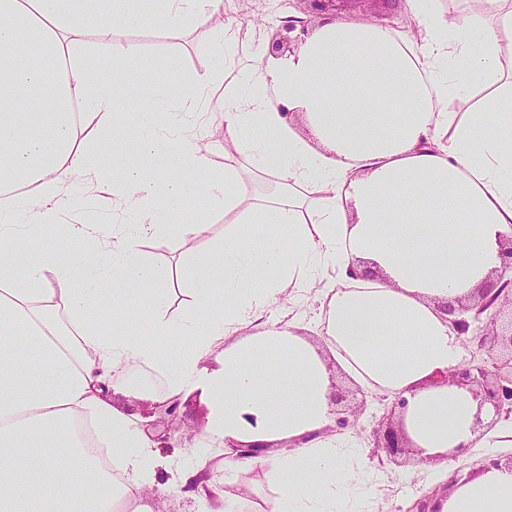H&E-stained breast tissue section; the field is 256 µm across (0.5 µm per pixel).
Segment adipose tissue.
<instances>
[{"label": "adipose tissue", "instance_id": "1", "mask_svg": "<svg viewBox=\"0 0 512 512\" xmlns=\"http://www.w3.org/2000/svg\"><path fill=\"white\" fill-rule=\"evenodd\" d=\"M407 2L413 31L328 20L285 60L215 35L218 67L178 92L154 82L139 99L115 89L141 67L140 46L115 45L123 66L103 72L88 18L103 38L179 32L210 24L223 0H0V512H150L145 489L195 482L199 469L185 465L159 482L156 442L108 400L113 390L197 394L209 408L202 449L265 446L225 468L265 465L277 485L272 512H374L375 484L355 467L360 441L329 431L332 379L312 333L348 376L405 398L420 455L512 443V421L494 420L466 388L428 383L463 363L448 309L494 282L512 238V8L470 0L447 13L438 0ZM462 72L484 77L482 107L467 108ZM219 92L224 151L245 164L201 185L187 174L210 167L206 104ZM107 134L125 166L104 162ZM149 155L171 164L148 175L138 159ZM250 174L268 193L244 191ZM74 181L135 220L67 225L76 253L41 248ZM201 190L223 210V233L176 223ZM172 234L185 265L161 272L142 247ZM23 245L39 256L20 269ZM106 284L112 314L90 318ZM132 298L148 333L125 323ZM156 336L186 343L169 359ZM23 362L33 383L18 379ZM132 364L160 389L122 380ZM83 416L122 483L83 453L72 426ZM77 465L92 482L74 481ZM443 512H512V469L481 472Z\"/></svg>", "mask_w": 512, "mask_h": 512}]
</instances>
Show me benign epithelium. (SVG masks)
Instances as JSON below:
<instances>
[{
    "instance_id": "7a95c632",
    "label": "benign epithelium",
    "mask_w": 512,
    "mask_h": 512,
    "mask_svg": "<svg viewBox=\"0 0 512 512\" xmlns=\"http://www.w3.org/2000/svg\"><path fill=\"white\" fill-rule=\"evenodd\" d=\"M512 312V278L497 288L481 289L475 299L460 306V312L471 313V320L454 318L452 327L458 331L469 329L470 322L477 323V351L464 365L449 372L432 377L433 384L460 385L469 387L480 405H490L495 418L512 416V320L507 331L498 332V318L504 309ZM502 346L503 353L486 361L480 357L485 346ZM406 400L395 396L387 407L385 428L374 433L373 447L385 451L391 458L406 452L408 437L401 423V413Z\"/></svg>"
}]
</instances>
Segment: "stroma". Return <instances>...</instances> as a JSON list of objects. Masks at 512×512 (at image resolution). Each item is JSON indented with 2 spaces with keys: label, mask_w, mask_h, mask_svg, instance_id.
I'll list each match as a JSON object with an SVG mask.
<instances>
[{
  "label": "stroma",
  "mask_w": 512,
  "mask_h": 512,
  "mask_svg": "<svg viewBox=\"0 0 512 512\" xmlns=\"http://www.w3.org/2000/svg\"><path fill=\"white\" fill-rule=\"evenodd\" d=\"M340 17L371 18L391 27L405 30L413 27L406 0H340ZM224 20L230 32L249 36L254 44L271 45L275 39L286 36L284 30L289 20L301 18L309 27H316L322 20L309 7L307 0H223ZM211 31L206 27L191 28L174 35L158 27L138 32H120L118 42L133 40L139 43L148 61L159 63V77L169 80L180 88L190 80L216 68L218 61L207 49ZM287 37V36H286ZM71 194L81 195L83 206H70L60 216L58 224L49 225L43 243L45 247L56 245L59 225L72 223L74 218L108 224L112 221V199L105 194L85 191L75 183ZM115 406L141 415L144 430L150 435L166 434L170 437L172 452L182 463H190L210 470L216 482L224 483L226 492L238 496L245 512H271L277 496L276 485L263 466L239 474L232 483L224 481V451L216 448L206 457L197 453L196 437L203 433L208 410L198 398L181 399L176 417H169L152 401L136 400L123 395L112 398ZM384 413L381 393L367 396L366 409L352 419L350 430L362 442L361 463L377 476V507L379 512H414L419 500L442 492L451 479H466L472 474L475 463L484 456L481 448H473L453 462L434 459L418 462L413 457H402L400 463L389 462L386 455H373L370 438Z\"/></svg>",
  "instance_id": "obj_1"
}]
</instances>
